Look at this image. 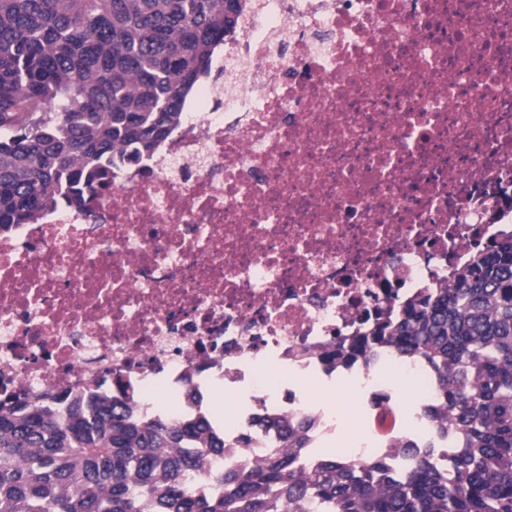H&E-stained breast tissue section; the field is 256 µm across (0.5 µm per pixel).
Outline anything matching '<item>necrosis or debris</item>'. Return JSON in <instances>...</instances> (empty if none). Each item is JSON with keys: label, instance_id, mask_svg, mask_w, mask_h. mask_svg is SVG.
<instances>
[{"label": "necrosis or debris", "instance_id": "necrosis-or-debris-1", "mask_svg": "<svg viewBox=\"0 0 512 512\" xmlns=\"http://www.w3.org/2000/svg\"><path fill=\"white\" fill-rule=\"evenodd\" d=\"M213 63L104 197L0 237V394L224 391L213 469L259 462L264 417L310 422L312 464L456 447L419 409L376 424L380 368L432 394L419 360L380 349L333 397L320 355L512 232V0H244Z\"/></svg>", "mask_w": 512, "mask_h": 512}]
</instances>
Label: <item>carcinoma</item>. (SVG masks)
<instances>
[{
	"mask_svg": "<svg viewBox=\"0 0 512 512\" xmlns=\"http://www.w3.org/2000/svg\"><path fill=\"white\" fill-rule=\"evenodd\" d=\"M242 2L0 0V235L84 206L112 168L158 150ZM384 346L433 373L423 409L458 436L448 465L407 442L405 473L330 454L306 471L307 421L266 417L277 440L260 464L213 471L227 443L209 415L138 417L124 390L60 410L0 397V512H512V235L322 360L333 371Z\"/></svg>",
	"mask_w": 512,
	"mask_h": 512,
	"instance_id": "carcinoma-1",
	"label": "carcinoma"
}]
</instances>
